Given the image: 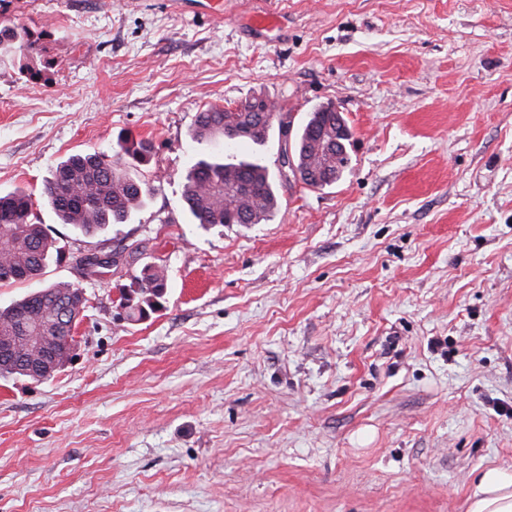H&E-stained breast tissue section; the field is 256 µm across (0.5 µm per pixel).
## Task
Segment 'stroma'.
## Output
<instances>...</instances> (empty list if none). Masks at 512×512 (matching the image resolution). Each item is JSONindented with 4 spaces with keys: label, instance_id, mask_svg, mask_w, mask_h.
Segmentation results:
<instances>
[{
    "label": "stroma",
    "instance_id": "35a3bbf8",
    "mask_svg": "<svg viewBox=\"0 0 512 512\" xmlns=\"http://www.w3.org/2000/svg\"><path fill=\"white\" fill-rule=\"evenodd\" d=\"M176 0H0L39 35L0 55V193L24 189L82 288L71 361L0 380V512H468L512 472V0H279L246 32ZM261 95L302 123L333 103L349 165L315 189L281 141L197 143L195 116ZM146 140V206L84 236L43 199L75 153ZM260 158L278 208L202 227L201 156ZM166 269L160 310L119 289Z\"/></svg>",
    "mask_w": 512,
    "mask_h": 512
}]
</instances>
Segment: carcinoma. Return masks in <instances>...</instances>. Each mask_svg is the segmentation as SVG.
I'll list each match as a JSON object with an SVG mask.
<instances>
[{"label": "carcinoma", "mask_w": 512, "mask_h": 512, "mask_svg": "<svg viewBox=\"0 0 512 512\" xmlns=\"http://www.w3.org/2000/svg\"><path fill=\"white\" fill-rule=\"evenodd\" d=\"M39 51L38 40L23 28H0V51L14 45ZM283 113L261 95L235 108L211 106L197 113L192 138L198 143L227 137L232 145L248 140L263 145ZM347 123L339 112L318 105L294 132L290 144L299 180L311 188H324L339 181L349 163ZM116 159L104 152L75 154L60 162L46 181L44 197L60 223L70 224L85 236H95L114 224H125L145 205L150 189L133 172L150 162L145 141L120 138ZM183 201L193 223L202 227L224 224H260L278 208V198L267 168L259 161L224 163L198 160L186 176ZM30 196L22 190L0 194V235L7 248L0 251V270H9V283H32L37 288L0 308V346L11 349L15 362L4 379L30 376L29 366L54 353L60 364L69 360L70 344L84 310H72L59 319V301L72 294L74 285L58 281L45 284L42 277L51 262L64 258L61 247L43 224L32 222ZM168 288L164 269L145 265L122 289L121 302L128 317L142 319L161 307ZM51 322L50 341L36 338L32 323Z\"/></svg>", "instance_id": "carcinoma-1"}]
</instances>
